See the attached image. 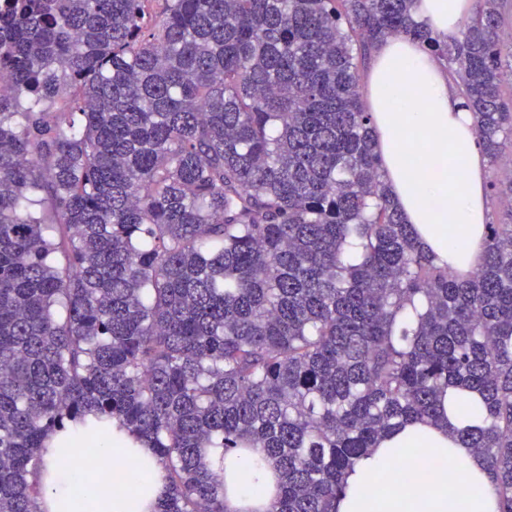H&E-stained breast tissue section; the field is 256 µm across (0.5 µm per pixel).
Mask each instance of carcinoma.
<instances>
[{"mask_svg":"<svg viewBox=\"0 0 512 512\" xmlns=\"http://www.w3.org/2000/svg\"><path fill=\"white\" fill-rule=\"evenodd\" d=\"M504 0L449 41L413 0H13L0 13V512L41 450L109 420L164 463L157 512H226L220 448L277 512H333L390 430L454 429L512 512V179L468 270L403 221L358 61L448 64L490 169L512 156Z\"/></svg>","mask_w":512,"mask_h":512,"instance_id":"1","label":"carcinoma"}]
</instances>
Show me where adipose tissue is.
<instances>
[{"instance_id":"obj_1","label":"adipose tissue","mask_w":512,"mask_h":512,"mask_svg":"<svg viewBox=\"0 0 512 512\" xmlns=\"http://www.w3.org/2000/svg\"><path fill=\"white\" fill-rule=\"evenodd\" d=\"M472 8V0H416L414 15L448 41ZM367 105L390 191L406 222L440 259L455 254L474 265L486 218L483 153L474 116L449 89L438 59L411 37L384 40L374 50ZM469 422L454 414L388 433L346 473L336 512H497L482 460L448 431L449 425ZM414 448L426 451L432 465L403 467L396 474L398 490L375 487L384 466L404 462ZM258 457L247 451L229 465L227 512H273L277 498L269 484L275 470L268 463L257 466ZM43 459L44 512H58L62 501L69 503L68 512H156L166 492L161 460L124 430L49 436ZM127 461L149 466L147 494L126 483ZM461 476L477 495L458 490Z\"/></svg>"}]
</instances>
